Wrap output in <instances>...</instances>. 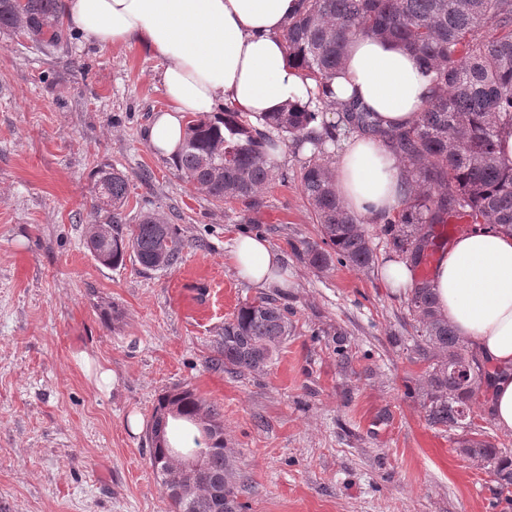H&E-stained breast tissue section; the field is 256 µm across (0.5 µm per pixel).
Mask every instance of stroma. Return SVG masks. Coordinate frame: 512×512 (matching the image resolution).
Segmentation results:
<instances>
[{
  "label": "stroma",
  "instance_id": "35a3bbf8",
  "mask_svg": "<svg viewBox=\"0 0 512 512\" xmlns=\"http://www.w3.org/2000/svg\"><path fill=\"white\" fill-rule=\"evenodd\" d=\"M159 70L135 42L100 50L75 32L43 49L0 33V512H172L148 430L159 395L185 385L224 413L245 512H512L457 451L462 430L425 418L414 320L376 270L391 253L380 225L367 227L372 268L301 262L295 247L319 229L298 180L308 155L289 149L259 223L214 204L143 138ZM105 165L129 180L127 223L175 224L176 265L107 267L88 251ZM238 232L288 267L276 298L292 331L261 372L211 363L225 321L265 294L226 260ZM84 352L112 370L111 390L86 377Z\"/></svg>",
  "mask_w": 512,
  "mask_h": 512
}]
</instances>
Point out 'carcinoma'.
Wrapping results in <instances>:
<instances>
[{
  "instance_id": "carcinoma-1",
  "label": "carcinoma",
  "mask_w": 512,
  "mask_h": 512,
  "mask_svg": "<svg viewBox=\"0 0 512 512\" xmlns=\"http://www.w3.org/2000/svg\"><path fill=\"white\" fill-rule=\"evenodd\" d=\"M496 29L489 37L488 26ZM0 31L24 34L60 48L68 36L59 0H0ZM364 35L395 42L425 65L433 95L409 128L385 129L355 102L336 104L327 88L341 67L349 42ZM289 61L311 83L308 101L290 104L251 121L230 108L189 121L177 175L216 203L239 201L257 212L273 178L272 151L282 142L311 156L300 172L301 191L320 227V241L302 243L301 261L317 271L335 264L365 269L374 250L367 217L349 213L336 191L332 162L321 157L328 141L359 132L380 137L406 163L412 189L402 208L384 221L393 249L418 268L443 249L438 227L494 224L512 230V161L500 156L503 137L512 135V0H302L301 10L282 34ZM336 112L334 124L320 120ZM94 222L86 241L97 261L120 266L131 257L144 271L178 262L183 245L175 225L159 212L126 223L123 208L129 181L104 166L94 179ZM414 317L416 360L427 363L417 379L422 408L432 426L454 428L463 408L476 404L490 371L438 311L428 278L407 294ZM288 312L270 297L238 307L224 322L215 361L230 373L261 372L288 339ZM179 408V421L194 426L205 416L214 427L204 451L206 470L224 480V494L240 497L236 456L224 446V414L190 387L158 398L150 430V465L163 487L172 477L168 453L178 444L165 434L166 409ZM466 454L488 463L499 496L512 494V451L487 438L462 441ZM200 489L173 512H222Z\"/></svg>"
}]
</instances>
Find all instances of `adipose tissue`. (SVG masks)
Returning a JSON list of instances; mask_svg holds the SVG:
<instances>
[{
    "instance_id": "ef3b65f1",
    "label": "adipose tissue",
    "mask_w": 512,
    "mask_h": 512,
    "mask_svg": "<svg viewBox=\"0 0 512 512\" xmlns=\"http://www.w3.org/2000/svg\"><path fill=\"white\" fill-rule=\"evenodd\" d=\"M298 8L299 0H62L61 17L93 46L137 42L159 61L166 104L144 137L173 160L191 116L228 106L253 118L304 97L281 38ZM330 90L332 101H357L383 127L404 128L426 104L431 83L405 50L360 36ZM335 174L355 215L379 219L402 206L406 168L378 137L345 140ZM227 261L251 286L288 285L282 254L261 236L237 234ZM432 285L441 314L494 371L487 410L500 431L512 433V234L472 225L448 244Z\"/></svg>"
}]
</instances>
